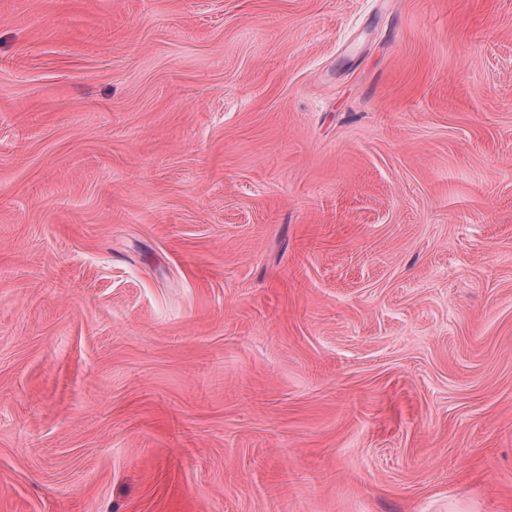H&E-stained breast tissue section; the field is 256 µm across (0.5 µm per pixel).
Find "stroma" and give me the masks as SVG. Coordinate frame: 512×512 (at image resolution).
Returning <instances> with one entry per match:
<instances>
[{"label": "stroma", "instance_id": "obj_1", "mask_svg": "<svg viewBox=\"0 0 512 512\" xmlns=\"http://www.w3.org/2000/svg\"><path fill=\"white\" fill-rule=\"evenodd\" d=\"M0 512H512V0H0Z\"/></svg>", "mask_w": 512, "mask_h": 512}]
</instances>
